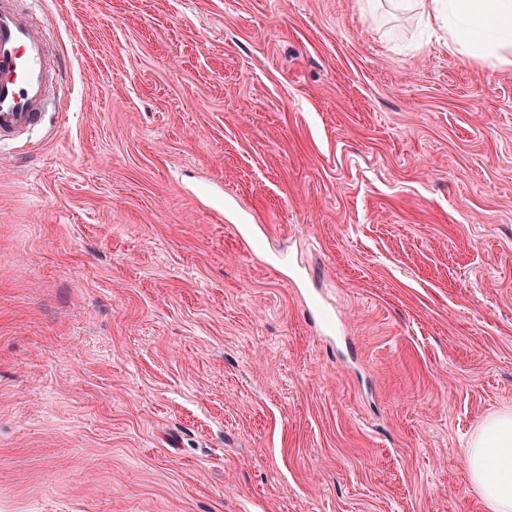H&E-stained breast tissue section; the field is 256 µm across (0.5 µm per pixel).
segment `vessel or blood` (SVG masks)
Listing matches in <instances>:
<instances>
[{
	"label": "vessel or blood",
	"instance_id": "1",
	"mask_svg": "<svg viewBox=\"0 0 512 512\" xmlns=\"http://www.w3.org/2000/svg\"><path fill=\"white\" fill-rule=\"evenodd\" d=\"M50 47L16 0H0V144L36 129L47 106Z\"/></svg>",
	"mask_w": 512,
	"mask_h": 512
}]
</instances>
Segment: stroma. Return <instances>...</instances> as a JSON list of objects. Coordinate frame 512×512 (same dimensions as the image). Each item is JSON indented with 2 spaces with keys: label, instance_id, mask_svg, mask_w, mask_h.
Segmentation results:
<instances>
[{
  "label": "stroma",
  "instance_id": "obj_1",
  "mask_svg": "<svg viewBox=\"0 0 512 512\" xmlns=\"http://www.w3.org/2000/svg\"><path fill=\"white\" fill-rule=\"evenodd\" d=\"M0 512H486L512 66L390 0H20ZM16 1H0L1 145L39 126L51 79L50 47Z\"/></svg>",
  "mask_w": 512,
  "mask_h": 512
}]
</instances>
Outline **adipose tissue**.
Returning <instances> with one entry per match:
<instances>
[{"label": "adipose tissue", "instance_id": "1", "mask_svg": "<svg viewBox=\"0 0 512 512\" xmlns=\"http://www.w3.org/2000/svg\"><path fill=\"white\" fill-rule=\"evenodd\" d=\"M426 23H444L460 57L512 63V0H399ZM466 465L487 512H512V409L485 418L470 437Z\"/></svg>", "mask_w": 512, "mask_h": 512}]
</instances>
